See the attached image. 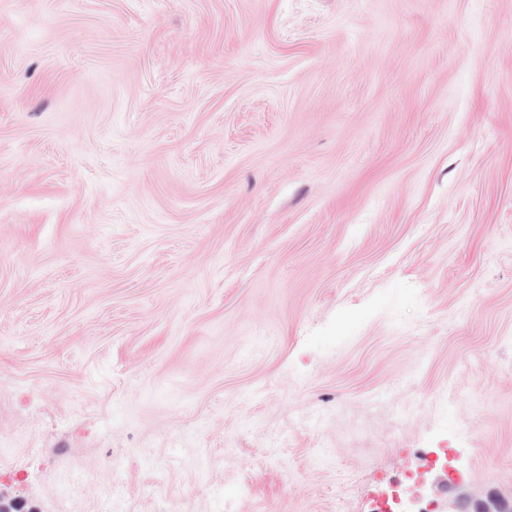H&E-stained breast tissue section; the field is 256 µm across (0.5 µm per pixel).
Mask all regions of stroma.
<instances>
[{
    "instance_id": "35a3bbf8",
    "label": "stroma",
    "mask_w": 512,
    "mask_h": 512,
    "mask_svg": "<svg viewBox=\"0 0 512 512\" xmlns=\"http://www.w3.org/2000/svg\"><path fill=\"white\" fill-rule=\"evenodd\" d=\"M512 497V0H0V492ZM423 470L415 472L402 483L381 494L374 500L373 507L367 512H436L435 495L439 491L445 496H454L458 488L448 483L446 475H441L436 486L435 474L446 470L445 463L432 448H426L423 453Z\"/></svg>"
}]
</instances>
